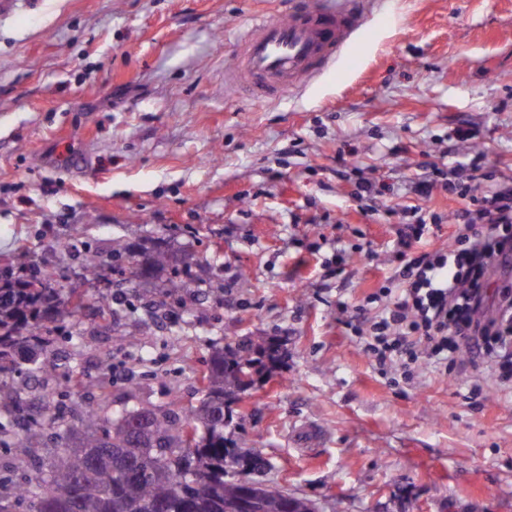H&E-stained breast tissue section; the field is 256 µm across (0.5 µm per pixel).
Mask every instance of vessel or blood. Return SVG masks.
Listing matches in <instances>:
<instances>
[{"label": "vessel or blood", "instance_id": "b4317fda", "mask_svg": "<svg viewBox=\"0 0 512 512\" xmlns=\"http://www.w3.org/2000/svg\"><path fill=\"white\" fill-rule=\"evenodd\" d=\"M286 18L262 16L240 36L225 86L261 102L278 98L335 62L365 22L362 0H290Z\"/></svg>", "mask_w": 512, "mask_h": 512}]
</instances>
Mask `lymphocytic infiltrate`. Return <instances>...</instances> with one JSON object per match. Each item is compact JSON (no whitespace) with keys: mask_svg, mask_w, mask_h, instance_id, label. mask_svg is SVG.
Returning a JSON list of instances; mask_svg holds the SVG:
<instances>
[{"mask_svg":"<svg viewBox=\"0 0 512 512\" xmlns=\"http://www.w3.org/2000/svg\"><path fill=\"white\" fill-rule=\"evenodd\" d=\"M479 169L476 158L458 169L453 191L464 206L454 249L413 254L426 217L398 226V284L372 296L383 308L370 322L367 351L380 368L409 375L424 362L441 370L455 363L475 374L476 391L486 374L512 381V282L489 287L494 272L512 267V186L474 194Z\"/></svg>","mask_w":512,"mask_h":512,"instance_id":"1","label":"lymphocytic infiltrate"}]
</instances>
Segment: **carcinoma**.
Instances as JSON below:
<instances>
[{
  "mask_svg": "<svg viewBox=\"0 0 512 512\" xmlns=\"http://www.w3.org/2000/svg\"><path fill=\"white\" fill-rule=\"evenodd\" d=\"M194 261L173 264L156 250L149 258L120 244L112 248L113 269L124 280L167 273L170 294L185 288ZM50 275L37 270L22 282H0V372L15 365L21 349L33 373L51 379L57 364L50 341L39 336L42 313L63 297L74 313L85 302L78 288L48 287ZM281 362L280 346L266 336H244L224 345L201 372L203 400L185 411L171 402L108 413L105 401L88 407L95 428L80 440L54 449L50 461L31 468L27 481L0 495V512H317L311 500L255 479L262 457L224 436L226 402L252 388ZM42 418L27 420L19 406L0 405V445L15 438L43 440L57 418L52 393L43 395Z\"/></svg>",
  "mask_w": 512,
  "mask_h": 512,
  "instance_id": "1",
  "label": "carcinoma"
}]
</instances>
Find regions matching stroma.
Instances as JSON below:
<instances>
[{
	"label": "stroma",
	"instance_id": "35a3bbf8",
	"mask_svg": "<svg viewBox=\"0 0 512 512\" xmlns=\"http://www.w3.org/2000/svg\"><path fill=\"white\" fill-rule=\"evenodd\" d=\"M285 14V0L0 10V278L52 267L90 303L57 302L45 320L62 423L0 447V479L21 482L23 460L76 440L93 398L197 406L215 351L274 336L280 368L224 430L268 460L267 484L319 512H512V387L473 396L468 377L427 364L410 380L379 370L354 331L398 275V210L440 217L413 253L452 243L461 200L415 183L478 154V191L512 181V0H379L357 46L305 87L264 103L226 88L240 33ZM463 125L475 138L457 137ZM367 181L382 193L361 195ZM117 242L196 254L180 300L161 274L119 285ZM89 253L100 267L86 281ZM120 289L128 308L95 316Z\"/></svg>",
	"mask_w": 512,
	"mask_h": 512
}]
</instances>
